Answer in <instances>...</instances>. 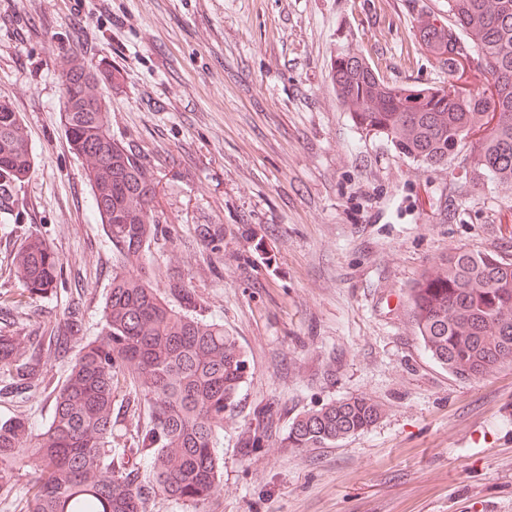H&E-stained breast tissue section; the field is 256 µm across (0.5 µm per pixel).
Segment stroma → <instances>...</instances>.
<instances>
[{
    "mask_svg": "<svg viewBox=\"0 0 512 512\" xmlns=\"http://www.w3.org/2000/svg\"><path fill=\"white\" fill-rule=\"evenodd\" d=\"M448 0H0V101L37 156L17 190L0 265L28 234L62 258L56 289L32 301L0 276V311L21 335L70 305L97 336L112 243L93 209L86 161L61 122L59 76L79 54L100 73L111 134L157 184L172 238L140 260L174 307L179 279L244 350L250 373L221 430L223 492L203 512H512V365L462 382L425 350L408 292L457 247L512 260V186L469 152L428 166L354 126L331 80L337 52L362 53L393 85L448 74L414 36ZM201 224L224 227L214 253ZM42 381L0 417L44 426ZM364 395L367 431L289 447L292 420Z\"/></svg>",
    "mask_w": 512,
    "mask_h": 512,
    "instance_id": "obj_1",
    "label": "stroma"
}]
</instances>
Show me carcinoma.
I'll return each instance as SVG.
<instances>
[{
  "label": "carcinoma",
  "instance_id": "obj_1",
  "mask_svg": "<svg viewBox=\"0 0 512 512\" xmlns=\"http://www.w3.org/2000/svg\"><path fill=\"white\" fill-rule=\"evenodd\" d=\"M420 45L455 78L448 30L477 51L495 91L474 87L465 97L447 85L394 86L351 51L336 55L331 78L355 125L389 141L400 154L439 166L469 147L474 162L512 186V0H448V17L417 18ZM62 123L71 149L87 161L94 206L118 256L101 310L100 332L80 336L83 314L66 308L50 334L34 341L0 331V400L31 388L49 363L75 351L42 429L28 418L0 419V486L15 471L37 475L26 512H148L149 501L171 498L198 510L218 490L220 430L246 383L248 360L224 325L194 314L192 292L179 281L177 310L143 272L141 252L166 232L156 212V185L132 149L110 133V107L94 92L100 75L75 54L60 75ZM35 167L19 113L0 103V214L12 215L17 187ZM199 235L217 249L224 227ZM59 253L29 236L9 271L32 299L51 291ZM415 332L431 357L460 381L512 362V262L493 251L459 248L423 271L409 290ZM127 378L149 408L134 448L113 446L114 382ZM383 415L354 396L296 417L288 447L305 450L364 432Z\"/></svg>",
  "mask_w": 512,
  "mask_h": 512
}]
</instances>
